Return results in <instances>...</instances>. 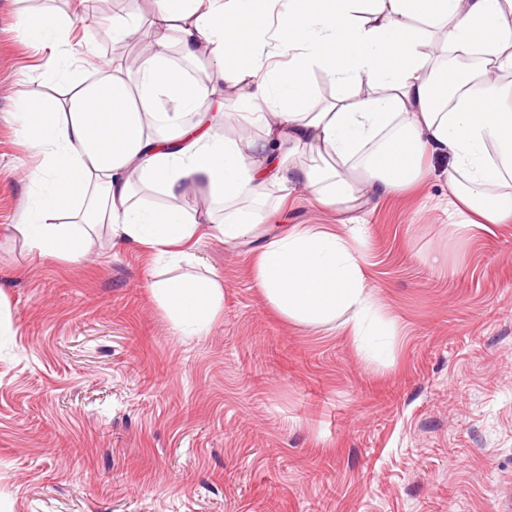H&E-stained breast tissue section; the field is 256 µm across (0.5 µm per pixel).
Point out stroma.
<instances>
[{"instance_id":"1","label":"stroma","mask_w":512,"mask_h":512,"mask_svg":"<svg viewBox=\"0 0 512 512\" xmlns=\"http://www.w3.org/2000/svg\"><path fill=\"white\" fill-rule=\"evenodd\" d=\"M0 0V512H512V223L458 230L447 158L355 212L395 335L282 317L252 277L263 234L189 246L224 302L180 336L152 297L153 249L99 227L76 263L14 226L38 187L20 98H59L24 14ZM286 224H338L296 192Z\"/></svg>"}]
</instances>
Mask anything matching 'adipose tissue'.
Segmentation results:
<instances>
[{
  "mask_svg": "<svg viewBox=\"0 0 512 512\" xmlns=\"http://www.w3.org/2000/svg\"><path fill=\"white\" fill-rule=\"evenodd\" d=\"M158 16L112 20L116 43L143 41L137 71L121 58L91 76L68 48L69 18L30 12L20 34L49 46L45 67L67 98L26 102L18 132L39 164L41 189L16 232L31 251L68 262L96 226L123 241L192 262L204 223L232 244L278 213L271 191L301 188L324 208L357 207L424 177L428 155L452 156L448 203L483 224L512 223V0H156ZM474 56L476 68L449 65ZM206 57L199 76L185 62ZM337 87L318 102L312 77ZM233 89L222 105L215 86ZM156 188L154 206L134 186ZM205 190L187 211L189 186ZM224 206L213 223L210 207ZM316 224L268 235L253 264L267 302L306 325L334 321L355 337L394 327L369 288L354 240ZM151 291L181 336L206 335L224 285L168 277Z\"/></svg>",
  "mask_w": 512,
  "mask_h": 512,
  "instance_id": "1",
  "label": "adipose tissue"
}]
</instances>
